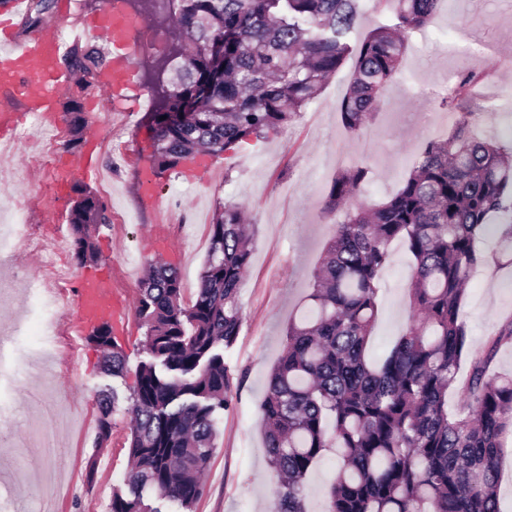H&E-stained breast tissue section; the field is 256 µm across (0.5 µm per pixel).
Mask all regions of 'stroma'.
Here are the masks:
<instances>
[{"label":"stroma","instance_id":"35a3bbf8","mask_svg":"<svg viewBox=\"0 0 512 512\" xmlns=\"http://www.w3.org/2000/svg\"><path fill=\"white\" fill-rule=\"evenodd\" d=\"M481 45V53L460 54L459 46ZM403 79L393 83L366 128L350 134L338 106L348 86L350 64H343L301 117L281 134L241 152L232 174L224 172L223 155L207 156L203 165L152 174V109L149 92L138 101L117 105L101 91L83 95L89 120L78 149L66 146L69 126L63 112L34 120L20 115L0 133L10 172L0 177V222L20 218L44 238L68 233L67 218L75 194L86 187L106 202L110 226L95 237L99 258L79 263L73 252L58 254L70 272L71 286L86 277L111 272L115 287L137 292L145 264L160 260L178 268L185 297L199 286L209 246V226L221 203L245 205L256 226L252 261L241 282L243 322L233 347L224 354L233 384V403L220 420L223 432L211 465L202 478L204 492L196 512H271L276 483L261 429L260 405L269 373L277 362L289 320L299 314L313 283L323 250L332 234V219L322 213L328 186L342 164L367 167L368 202L395 193L411 160L428 140L426 115L451 123L433 98L457 70H482L487 57L500 66L475 99L512 103V0H476L460 12L444 10L426 29L412 34ZM51 142L47 165H39L36 147ZM91 156L99 175L83 173L78 163ZM389 267L379 284L371 354L380 357L410 322L408 281L411 256L393 242ZM463 315L472 351L512 322V264L477 268L467 285ZM50 313L30 296L24 281L11 280L8 299H0V342L9 351L0 361V415L30 413L32 426L14 431L12 443L0 442V512H42L53 483L67 490L66 512H109L112 492L123 487L130 466L124 412L147 353L143 331L128 317L114 337L127 356V369L115 376L102 368L101 353L83 342L71 353L48 337ZM118 395L120 410L112 417V434L97 441L101 393ZM67 413L52 432L68 448L67 467L39 455L35 441L45 413ZM336 458L325 453L307 481V512H325L327 485L336 475Z\"/></svg>","mask_w":512,"mask_h":512}]
</instances>
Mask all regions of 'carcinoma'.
Returning a JSON list of instances; mask_svg holds the SVG:
<instances>
[{
  "label": "carcinoma",
  "instance_id": "carcinoma-1",
  "mask_svg": "<svg viewBox=\"0 0 512 512\" xmlns=\"http://www.w3.org/2000/svg\"><path fill=\"white\" fill-rule=\"evenodd\" d=\"M140 13L167 26V52L147 65L146 88L157 175L202 154L229 160L282 132L352 56L341 123L361 130L400 76L411 34L443 0H371L390 12L351 41L361 0H140ZM54 0H30L24 32L45 27ZM105 56L90 43L64 58L75 94L63 102L76 150L88 124L80 94L99 87ZM485 72L459 71L438 97L458 114L448 135L430 139L388 200L361 199L363 165L340 172L323 213L334 226L312 291L290 320L287 342L261 405L266 453L276 477L272 512H306V479L324 452L336 456L327 512H498V462L512 441V376L489 373L494 353L512 343V323L472 353L461 314L466 284L480 266L512 263V150L470 136L496 112L464 110ZM69 212L75 258L97 257L91 228L110 224L107 206L75 187ZM493 235L497 249L481 243ZM255 225L239 204L220 205L210 224L199 288L187 299L177 269L152 261L134 305L148 359L140 362L125 413L130 418L127 491L110 512H162L145 502H176L193 512L233 395L224 351L243 322L239 285L251 263ZM412 256L410 324L388 354L368 358L378 283L393 242ZM89 339L104 370H126L123 349L103 322ZM470 360L466 406L448 410V390ZM117 396L98 398V443L112 433Z\"/></svg>",
  "mask_w": 512,
  "mask_h": 512
}]
</instances>
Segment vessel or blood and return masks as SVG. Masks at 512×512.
<instances>
[{"label": "vessel or blood", "mask_w": 512, "mask_h": 512, "mask_svg": "<svg viewBox=\"0 0 512 512\" xmlns=\"http://www.w3.org/2000/svg\"><path fill=\"white\" fill-rule=\"evenodd\" d=\"M133 27L132 21L118 18L111 2L83 24L84 32L104 34L120 51L119 56L113 57L105 67L101 77L103 89L113 97L121 96L133 83L135 72L128 55ZM62 50L61 41L44 30L27 36L23 42L0 45V90L19 95L26 111L55 112L60 89L67 81L66 73L58 67ZM129 302L128 293L113 288L111 279L86 278L76 293L77 323L70 335L64 336V344H71L83 324L119 315Z\"/></svg>", "instance_id": "1"}]
</instances>
